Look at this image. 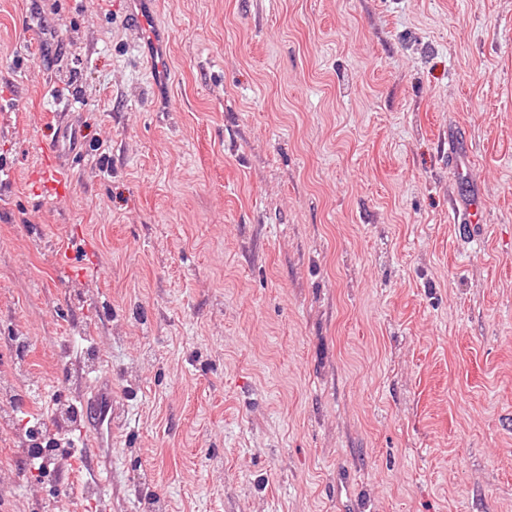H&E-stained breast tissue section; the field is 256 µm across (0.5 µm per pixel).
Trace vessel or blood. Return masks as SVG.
I'll list each match as a JSON object with an SVG mask.
<instances>
[{"label":"vessel or blood","instance_id":"1","mask_svg":"<svg viewBox=\"0 0 512 512\" xmlns=\"http://www.w3.org/2000/svg\"><path fill=\"white\" fill-rule=\"evenodd\" d=\"M84 131L68 110H59L55 131L43 149L42 175L32 191L64 199L68 192L71 161L82 152ZM86 427L82 433V451L77 464L80 477L88 478L101 495L112 490V470L104 466L102 451L112 445V376L104 374L92 387L84 402Z\"/></svg>","mask_w":512,"mask_h":512}]
</instances>
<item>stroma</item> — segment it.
Here are the masks:
<instances>
[{
    "label": "stroma",
    "mask_w": 512,
    "mask_h": 512,
    "mask_svg": "<svg viewBox=\"0 0 512 512\" xmlns=\"http://www.w3.org/2000/svg\"><path fill=\"white\" fill-rule=\"evenodd\" d=\"M128 2L0 0V512L105 365L104 512H512V0ZM56 113L54 135L43 148L42 175L32 187V192L62 200L68 192L71 161L83 152L84 131L67 109Z\"/></svg>",
    "instance_id": "35a3bbf8"
}]
</instances>
